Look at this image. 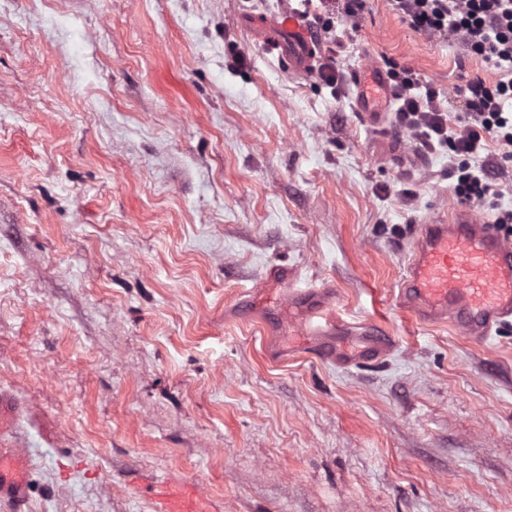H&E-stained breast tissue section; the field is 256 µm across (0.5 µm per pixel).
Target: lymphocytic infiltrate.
I'll list each match as a JSON object with an SVG mask.
<instances>
[{
	"label": "lymphocytic infiltrate",
	"mask_w": 512,
	"mask_h": 512,
	"mask_svg": "<svg viewBox=\"0 0 512 512\" xmlns=\"http://www.w3.org/2000/svg\"><path fill=\"white\" fill-rule=\"evenodd\" d=\"M393 11L413 31L430 38L455 37L466 55L499 72L494 83L469 80L456 85L463 104L456 128L434 87L413 69L387 62L389 84L401 92L396 121L424 150L443 148L456 160L451 171L461 203L493 206L498 195L487 169L473 168L471 159L486 139L503 148V161L512 160V0H389Z\"/></svg>",
	"instance_id": "1"
}]
</instances>
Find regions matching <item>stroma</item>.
<instances>
[{
  "label": "stroma",
  "instance_id": "obj_1",
  "mask_svg": "<svg viewBox=\"0 0 512 512\" xmlns=\"http://www.w3.org/2000/svg\"><path fill=\"white\" fill-rule=\"evenodd\" d=\"M286 0H0V392L28 512H512V326L485 344L402 309L414 227L458 202L448 151L356 109L392 60L439 90L496 71L387 0L336 29L331 86L248 32ZM397 336L343 369L254 300L272 267ZM155 512H212L211 500L188 482L166 483L151 490Z\"/></svg>",
  "mask_w": 512,
  "mask_h": 512
}]
</instances>
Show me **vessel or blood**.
<instances>
[{"label": "vessel or blood", "mask_w": 512, "mask_h": 512, "mask_svg": "<svg viewBox=\"0 0 512 512\" xmlns=\"http://www.w3.org/2000/svg\"><path fill=\"white\" fill-rule=\"evenodd\" d=\"M247 26L265 39L289 75L306 78L320 64L319 45L300 13H285ZM271 275L284 283L288 299L305 317L307 343L319 359L340 368L385 360L399 341L375 323H352L336 311L327 288L299 287L284 268ZM398 300L417 320L446 323L475 344L486 343L512 324V240L496 225L465 207L447 222L417 225ZM26 457L0 449V503L26 512L29 491ZM155 512H213L211 500L195 485L167 483L152 489Z\"/></svg>", "instance_id": "b4317fda"}]
</instances>
